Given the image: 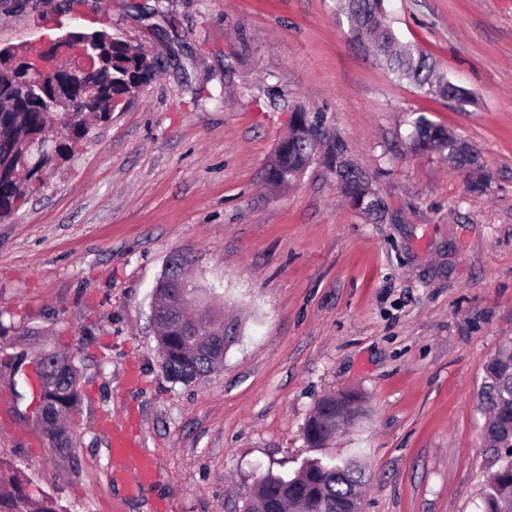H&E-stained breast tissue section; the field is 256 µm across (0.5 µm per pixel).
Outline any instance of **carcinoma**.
<instances>
[{"mask_svg":"<svg viewBox=\"0 0 512 512\" xmlns=\"http://www.w3.org/2000/svg\"><path fill=\"white\" fill-rule=\"evenodd\" d=\"M385 0H339L338 7L346 15L354 40L370 38L375 61L397 80L413 84L427 95L446 97L453 90L457 101L467 102L471 93L448 80L436 70V64L418 48L403 44L396 36L384 5ZM71 40L90 48L98 59L97 70L90 80L98 93L87 105L99 119L107 118L105 108L110 98L129 90L135 79L149 82L159 67L153 57L125 44L121 39L106 41L99 32H75ZM24 77L20 58L10 54L0 57V103L11 99ZM304 110L292 111L289 120L288 143L283 145L276 164L265 168V179L287 189L296 183L316 160L327 141V133L319 117L308 118L315 133L308 135L294 126L295 118L303 117ZM10 130L0 133V164L4 170L28 158L27 143L49 136L56 127L64 134L77 138L88 132L83 112H13L9 116ZM413 146L421 150L444 153L448 161L462 167L474 164L476 154L471 146L449 129L437 125L421 115L412 125ZM326 164L336 172V179L353 207L368 218L381 221L386 207L374 193L367 192L371 179L347 159L343 147L327 153ZM28 186L8 175L0 178V221L11 217L26 200ZM176 304L174 313L155 322L158 347L167 356L168 372L174 380H188L205 376L224 360L226 342L215 343L211 336L193 334L196 318L187 311L188 302L179 289L161 280L155 288L153 304L161 301ZM55 350L45 356L46 374L53 386L46 402L39 406L37 418L46 432L50 445L60 452L73 451L64 418L82 402L78 370L75 365L58 358ZM483 404L491 419L485 428L494 450H505V460L488 484L484 494L483 512H512V343L505 345L497 360L486 366L482 387ZM340 408L337 398H321L309 418L304 436L315 448H324L336 431V415ZM363 484L361 468L354 460L325 461L319 457L304 461L291 475L269 472L254 486L245 500L243 512H295L302 504V512H348L354 507V496ZM28 481L23 472L0 460V512H56L55 503L46 496L33 497L26 491Z\"/></svg>","mask_w":512,"mask_h":512,"instance_id":"1","label":"carcinoma"}]
</instances>
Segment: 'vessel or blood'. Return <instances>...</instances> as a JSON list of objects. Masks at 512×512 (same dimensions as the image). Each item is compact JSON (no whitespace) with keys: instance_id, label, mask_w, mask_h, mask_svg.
<instances>
[{"instance_id":"1","label":"vessel or blood","mask_w":512,"mask_h":512,"mask_svg":"<svg viewBox=\"0 0 512 512\" xmlns=\"http://www.w3.org/2000/svg\"><path fill=\"white\" fill-rule=\"evenodd\" d=\"M107 452L108 476L125 482L129 496H138L156 482L158 463L146 450L141 432L129 422H110Z\"/></svg>"}]
</instances>
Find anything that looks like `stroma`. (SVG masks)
Wrapping results in <instances>:
<instances>
[{"instance_id":"35a3bbf8","label":"stroma","mask_w":512,"mask_h":512,"mask_svg":"<svg viewBox=\"0 0 512 512\" xmlns=\"http://www.w3.org/2000/svg\"><path fill=\"white\" fill-rule=\"evenodd\" d=\"M390 23L463 105L397 81L354 42L336 0H0V50L106 31L156 77L91 122L74 153L0 223V358L65 350L82 404L60 455L25 378L0 459L58 512H239L270 471L354 458L364 512H482L500 466L482 435L485 367L512 342V0H388ZM372 177L374 223L315 162L287 190L264 166L294 108ZM470 144L485 188L414 149L417 116ZM224 297L240 334L223 365L170 378L150 318L168 259ZM364 412L328 447L306 423L326 394ZM132 412L158 461L137 498L107 479L104 413Z\"/></svg>"}]
</instances>
